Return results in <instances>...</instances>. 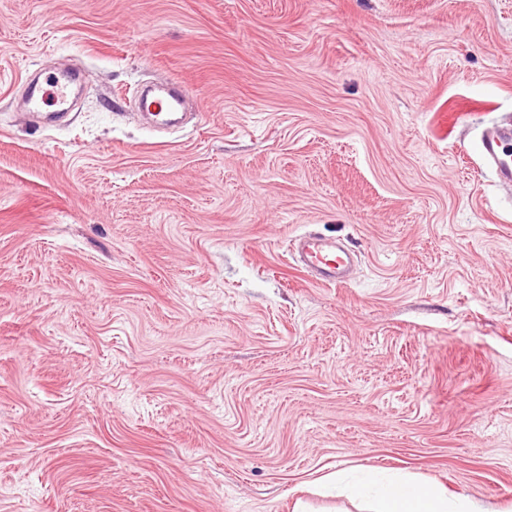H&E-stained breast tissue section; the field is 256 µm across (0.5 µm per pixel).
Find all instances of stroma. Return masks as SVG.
Instances as JSON below:
<instances>
[{"label": "stroma", "mask_w": 512, "mask_h": 512, "mask_svg": "<svg viewBox=\"0 0 512 512\" xmlns=\"http://www.w3.org/2000/svg\"><path fill=\"white\" fill-rule=\"evenodd\" d=\"M504 117L512 0H0V512H357L319 479L368 468L512 512ZM481 159L497 186L512 191V124L494 122L483 129L479 141ZM290 251L294 263L318 285L343 287L349 283L353 267L351 257L336 244V239L305 232L291 240Z\"/></svg>", "instance_id": "stroma-1"}]
</instances>
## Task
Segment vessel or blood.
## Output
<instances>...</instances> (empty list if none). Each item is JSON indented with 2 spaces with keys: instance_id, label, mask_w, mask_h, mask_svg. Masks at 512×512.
<instances>
[{
  "instance_id": "vessel-or-blood-1",
  "label": "vessel or blood",
  "mask_w": 512,
  "mask_h": 512,
  "mask_svg": "<svg viewBox=\"0 0 512 512\" xmlns=\"http://www.w3.org/2000/svg\"><path fill=\"white\" fill-rule=\"evenodd\" d=\"M481 159L495 177L497 186L512 191V123L495 122L486 126L479 141ZM294 263L310 274L315 283L342 287L349 283L353 264L348 251L334 239L309 231L290 242Z\"/></svg>"
}]
</instances>
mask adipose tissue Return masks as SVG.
Segmentation results:
<instances>
[{
  "label": "adipose tissue",
  "instance_id": "adipose-tissue-1",
  "mask_svg": "<svg viewBox=\"0 0 512 512\" xmlns=\"http://www.w3.org/2000/svg\"><path fill=\"white\" fill-rule=\"evenodd\" d=\"M336 487L361 500L365 512H476L466 498L451 499L437 486L399 476L375 473L354 482L340 472L336 475Z\"/></svg>",
  "mask_w": 512,
  "mask_h": 512
}]
</instances>
